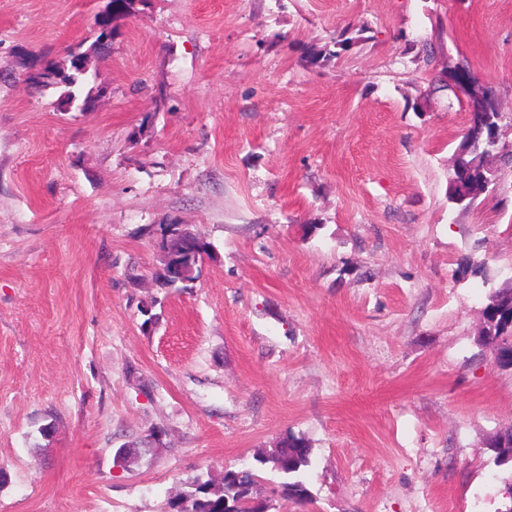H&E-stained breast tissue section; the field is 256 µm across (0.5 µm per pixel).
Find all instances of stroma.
<instances>
[{"instance_id":"35a3bbf8","label":"stroma","mask_w":512,"mask_h":512,"mask_svg":"<svg viewBox=\"0 0 512 512\" xmlns=\"http://www.w3.org/2000/svg\"><path fill=\"white\" fill-rule=\"evenodd\" d=\"M106 4L0 0V512H169L288 432L314 501L270 512H496L512 168L449 201L446 83L467 65L512 146V0H137L84 111L27 73ZM167 224L211 246L184 291ZM512 286L496 290L484 307L486 319L484 333L479 341L493 349L512 351Z\"/></svg>"}]
</instances>
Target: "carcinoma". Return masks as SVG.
<instances>
[{"instance_id":"obj_1","label":"carcinoma","mask_w":512,"mask_h":512,"mask_svg":"<svg viewBox=\"0 0 512 512\" xmlns=\"http://www.w3.org/2000/svg\"><path fill=\"white\" fill-rule=\"evenodd\" d=\"M136 0H109L106 9L95 17L97 38L93 52L99 53L112 41L120 22L129 18ZM88 54L70 51V68L66 69L53 61H46L43 70L34 78L42 85H63L69 88L66 102L77 101L72 91L81 75L85 73ZM501 118L496 111L480 112L468 119L453 169L450 199L455 203L473 200L488 189L484 176L493 164L498 162L512 167V150L501 149L494 142ZM209 254V245L201 239L190 250L177 249V260L161 257L159 276L169 288L184 290L198 278V264ZM486 319L481 344L493 349L512 350V287L496 290L484 307ZM154 433H149L140 444H129L124 457V469L139 464L151 451ZM494 453L496 467L494 478L500 483L512 484V461L506 459L512 451V425L500 429L489 442ZM312 448L302 435L292 432L279 440L276 448L256 457L261 468L268 469L278 478L281 495L302 507L312 503V493L307 486L305 475L311 464ZM259 474L254 468L226 469L220 481L196 476L185 482L182 490L170 498L169 512H268V505L258 493Z\"/></svg>"}]
</instances>
